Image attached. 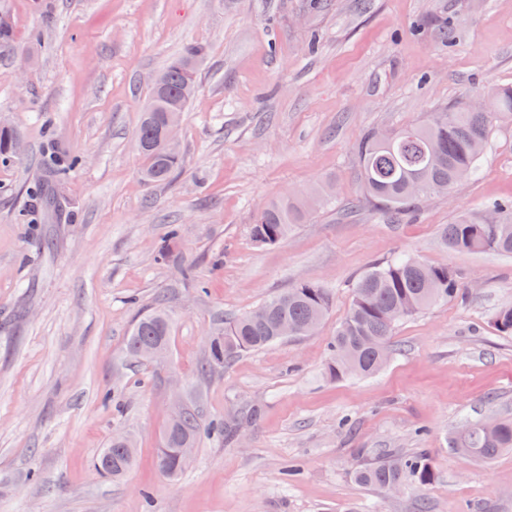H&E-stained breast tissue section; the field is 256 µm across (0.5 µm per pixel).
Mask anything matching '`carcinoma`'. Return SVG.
Here are the masks:
<instances>
[{
  "mask_svg": "<svg viewBox=\"0 0 512 512\" xmlns=\"http://www.w3.org/2000/svg\"><path fill=\"white\" fill-rule=\"evenodd\" d=\"M205 48L190 44L164 68L165 87L150 92L140 112L135 133L143 163L142 179L148 184L164 182L181 164L179 147L163 145V131L172 112L186 110L195 87L196 74ZM491 112H473L465 105L442 107L420 123L407 125L383 138L379 132L365 133L356 144V154L365 199L375 202L390 219L417 211L421 189L428 194L446 195L456 188L457 173L474 172L491 136L492 119L512 122V87L491 92ZM17 137L8 126H0V164L15 161ZM81 165L78 156L52 151L45 162L51 181L70 178ZM327 195L320 187L307 195H291L267 203L250 224V236L260 246H274L287 236L291 226L301 223L312 204ZM488 210L498 220L488 226L481 219H462L448 224L441 233L450 250L465 252L497 251L512 256V201L492 202ZM459 274L448 266L427 264L413 256L402 255L376 263L354 284L350 308L336 329L331 344L327 374L332 379L347 376H371L378 373L393 351L395 324L438 300L457 294ZM334 294L328 288L301 283L262 302L256 309L228 322L218 323L208 340V358L204 371L223 368L242 353L254 352L284 341L281 325L285 322L308 336L332 309ZM173 319L162 307L142 313L126 340V355L137 361L141 346L159 343L171 345ZM219 426L203 425L192 410L179 412L168 424L157 465L170 478L183 471L182 448H192L203 430ZM452 447L462 456L488 461L512 448V421L501 420L493 431L481 422L455 436ZM136 462L133 441L124 444L115 439L102 449L98 469L119 479ZM353 477L361 485L387 491L393 486L421 489L436 478L433 466L424 455L415 453L387 456L357 467Z\"/></svg>",
  "mask_w": 512,
  "mask_h": 512,
  "instance_id": "cac0c4a2",
  "label": "carcinoma"
}]
</instances>
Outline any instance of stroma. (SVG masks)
I'll return each mask as SVG.
<instances>
[{"label":"stroma","instance_id":"1","mask_svg":"<svg viewBox=\"0 0 512 512\" xmlns=\"http://www.w3.org/2000/svg\"><path fill=\"white\" fill-rule=\"evenodd\" d=\"M1 13L14 42L0 47V122L21 152L0 166V512H414L421 496L432 512H512V450L484 462L451 447L469 420L512 419V335L494 323L512 306V257L440 238L512 199V125L495 123L476 175L415 218L346 208L363 133L512 86V0H0ZM191 43L206 58L182 166L148 185L140 110ZM51 142L83 158L58 189L60 223L30 209ZM326 181L335 198L254 244L263 204ZM400 254L457 270L458 296L398 322L380 372L330 378L357 277ZM302 282L334 293L314 334L202 372L212 325ZM159 298L169 355L133 362L127 336ZM177 394L232 434H201L171 479L156 456ZM122 431L137 461L115 482L93 461ZM420 450L436 472L422 491L353 478Z\"/></svg>","mask_w":512,"mask_h":512}]
</instances>
